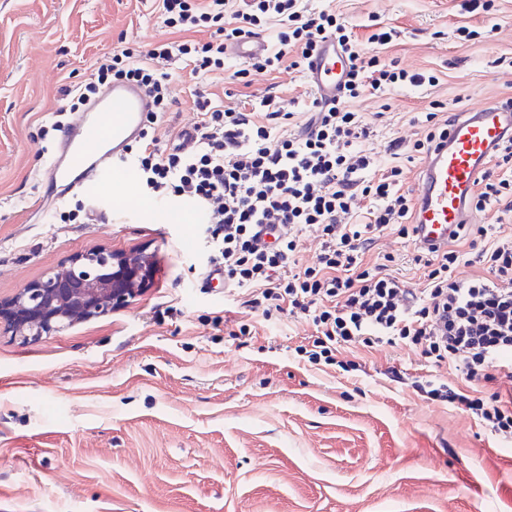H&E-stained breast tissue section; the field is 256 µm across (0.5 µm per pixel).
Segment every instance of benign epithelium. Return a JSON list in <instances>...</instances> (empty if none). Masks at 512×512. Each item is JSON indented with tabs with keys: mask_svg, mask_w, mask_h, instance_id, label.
<instances>
[{
	"mask_svg": "<svg viewBox=\"0 0 512 512\" xmlns=\"http://www.w3.org/2000/svg\"><path fill=\"white\" fill-rule=\"evenodd\" d=\"M155 271L145 252L98 248L77 255L13 296L0 298V332L26 344L128 306Z\"/></svg>",
	"mask_w": 512,
	"mask_h": 512,
	"instance_id": "1",
	"label": "benign epithelium"
}]
</instances>
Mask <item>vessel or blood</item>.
<instances>
[{"label": "vessel or blood", "mask_w": 512, "mask_h": 512, "mask_svg": "<svg viewBox=\"0 0 512 512\" xmlns=\"http://www.w3.org/2000/svg\"><path fill=\"white\" fill-rule=\"evenodd\" d=\"M266 49V41L254 38L231 47L228 54L246 62ZM347 70L345 56L329 40L312 57L303 79L318 96L332 99ZM150 108L142 89L116 83L77 113L60 138L46 174L50 194L65 193L82 183L97 187L131 182L126 148L139 139ZM507 137H512V106L490 101L460 113L447 137L430 147L413 190L415 247L441 245L456 225L471 223L468 196L497 144Z\"/></svg>", "instance_id": "1"}]
</instances>
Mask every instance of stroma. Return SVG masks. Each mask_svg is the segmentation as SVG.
<instances>
[{
  "mask_svg": "<svg viewBox=\"0 0 512 512\" xmlns=\"http://www.w3.org/2000/svg\"><path fill=\"white\" fill-rule=\"evenodd\" d=\"M312 4L336 8L366 54L438 78L351 101L377 127L368 147L381 166L394 163L390 140L422 137L416 115L431 101L454 115L512 97V0L489 12L465 0ZM372 19L396 29L387 48L366 42ZM464 24L472 40L458 38ZM171 36L154 0H0V297L99 247L156 260L127 308L27 344L0 335V512H512V440L416 386L447 365L408 342L311 364L296 352L315 332L309 316H264L210 280L205 224L151 223L139 187L122 208L113 187L49 197L61 87L119 44ZM250 80L259 97L309 98L289 70ZM193 84L174 76L161 143L195 121ZM65 200L82 201L89 223L62 222ZM414 251L388 233L369 255L400 258L418 289Z\"/></svg>",
  "mask_w": 512,
  "mask_h": 512,
  "instance_id": "stroma-1",
  "label": "stroma"
}]
</instances>
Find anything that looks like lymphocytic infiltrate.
Here are the masks:
<instances>
[{"label":"lymphocytic infiltrate","mask_w":512,"mask_h":512,"mask_svg":"<svg viewBox=\"0 0 512 512\" xmlns=\"http://www.w3.org/2000/svg\"><path fill=\"white\" fill-rule=\"evenodd\" d=\"M159 10L165 27L182 32L183 40L122 47L98 59L87 81L63 88L67 112L84 109L112 83L142 87L152 110L136 143L140 181L149 194L207 209L215 244L209 263L223 270L225 285L249 289L252 308L311 316L316 331L304 354L316 365L332 363L344 344L421 346L427 362L454 370L452 378L423 381L428 398L463 407L491 432L511 438L512 395L495 385L512 383V234L493 224L458 225L447 247L413 255L424 279L418 292L387 264L364 261L384 234L413 239L414 200L403 167L381 168L367 150L376 130L348 103L407 84L432 86L436 76L364 55L339 13L309 8L305 0H159ZM270 28L275 44L231 77L226 95L236 105L213 102L202 79L223 71L226 46ZM203 30L208 40H194ZM329 36L350 61L336 102L314 97L295 109L267 96L253 103L250 72L304 73ZM177 66L196 81L197 119L180 131L177 144L164 147L155 131L175 106L170 82ZM443 111V104H432L419 117L423 138L407 147L392 142V150H403L410 162L426 154L448 128ZM471 209L512 213V138L480 172ZM264 225L273 242H261ZM310 229L319 232L321 250L317 266L302 268L297 237ZM463 265L482 272L460 276Z\"/></svg>","instance_id":"obj_1"}]
</instances>
